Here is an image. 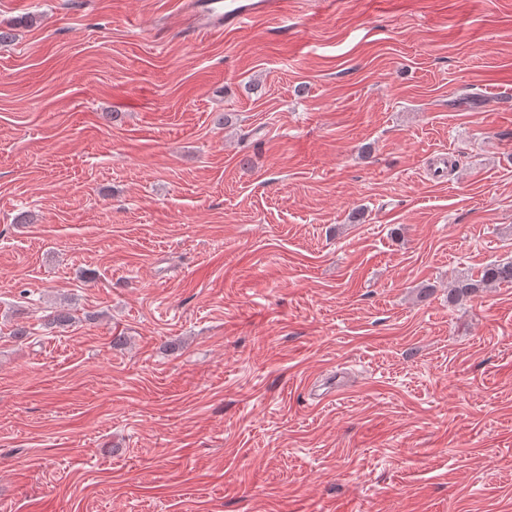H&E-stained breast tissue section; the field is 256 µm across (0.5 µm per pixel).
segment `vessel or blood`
Segmentation results:
<instances>
[{
  "label": "vessel or blood",
  "mask_w": 512,
  "mask_h": 512,
  "mask_svg": "<svg viewBox=\"0 0 512 512\" xmlns=\"http://www.w3.org/2000/svg\"><path fill=\"white\" fill-rule=\"evenodd\" d=\"M288 11V0H226L223 11L211 8L208 0H198L195 24L204 31L227 33L260 17L279 18Z\"/></svg>",
  "instance_id": "b4317fda"
}]
</instances>
